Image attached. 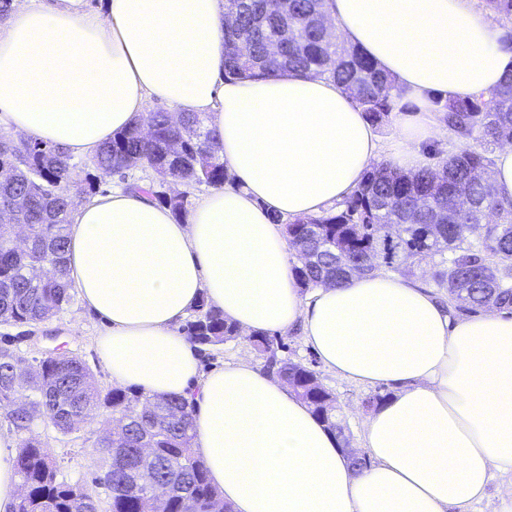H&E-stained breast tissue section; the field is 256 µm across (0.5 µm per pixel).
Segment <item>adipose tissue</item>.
Segmentation results:
<instances>
[{
    "label": "adipose tissue",
    "mask_w": 512,
    "mask_h": 512,
    "mask_svg": "<svg viewBox=\"0 0 512 512\" xmlns=\"http://www.w3.org/2000/svg\"><path fill=\"white\" fill-rule=\"evenodd\" d=\"M33 0L0 26V127L92 151L157 97L205 113L233 184L179 222L135 192L72 214L69 276L106 332L116 384L195 407L194 451L232 512H470L512 476V316L451 319L426 286L376 272L311 295L270 214L332 208L380 157L403 172L443 136L437 99L496 89L512 73L502 29L473 0H329L339 41L393 76L389 140L330 81L224 76V0ZM243 335L300 328L322 366L393 395L365 420L356 472L284 382L240 361L200 373L178 327L200 300ZM16 441L0 433V512L20 491Z\"/></svg>",
    "instance_id": "1"
}]
</instances>
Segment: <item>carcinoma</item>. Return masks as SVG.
Listing matches in <instances>:
<instances>
[{
    "mask_svg": "<svg viewBox=\"0 0 512 512\" xmlns=\"http://www.w3.org/2000/svg\"><path fill=\"white\" fill-rule=\"evenodd\" d=\"M499 24L512 25V0H482ZM238 22L224 29V71L228 77L272 76L281 72L317 75L344 88L373 124L393 111L399 97L395 80L354 47L328 42L313 25L319 0H293L294 44L280 59L267 57L279 34L276 0H238ZM445 126L460 142L446 159L405 173L388 163L367 169L360 187L343 208L298 218L284 230L298 263L291 272L307 290L339 285L355 274L384 271L406 277L422 262L432 264L429 279L448 309L472 315L497 309L512 315V201L496 196L485 179L489 148L512 142V74L496 90L466 100H436ZM222 144L208 116L184 115L177 125L164 110L136 118L125 130L93 150L96 169L125 175L136 167L156 177L128 188L171 209L186 213L187 196L168 201L162 181L222 187L230 180ZM76 165L61 146L33 138L15 142L0 136V209L19 199L16 223L21 235L0 224V322L39 323L63 311L75 295L67 266L69 215L75 204L68 183ZM181 333L198 351L239 336L238 327L206 300L198 302ZM264 370L278 377L312 408L339 446L350 444L337 412L336 397L318 372L280 358L286 344L278 335L250 337ZM12 344L0 345V407L20 399L8 421L19 443L16 470L27 486L14 512H100V502L85 487L58 480L52 455L34 435L40 420L70 436L88 420L100 424L101 436L84 449L101 471L109 491L106 512H231L209 481L193 450V407L181 396L150 397L138 388L100 390L89 367L76 356H46L32 373ZM148 463L156 478L179 494L160 506L150 503L135 483Z\"/></svg>",
    "mask_w": 512,
    "mask_h": 512,
    "instance_id": "obj_1",
    "label": "carcinoma"
}]
</instances>
